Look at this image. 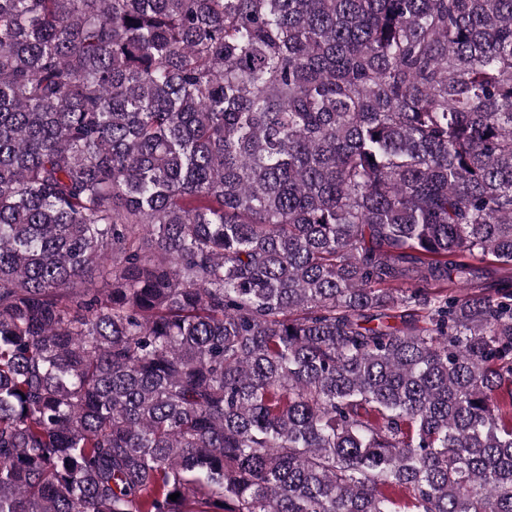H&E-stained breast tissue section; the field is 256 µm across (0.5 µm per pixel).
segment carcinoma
<instances>
[{"label":"carcinoma","instance_id":"cac0c4a2","mask_svg":"<svg viewBox=\"0 0 512 512\" xmlns=\"http://www.w3.org/2000/svg\"><path fill=\"white\" fill-rule=\"evenodd\" d=\"M506 404L512 0H0V512H512Z\"/></svg>","mask_w":512,"mask_h":512}]
</instances>
